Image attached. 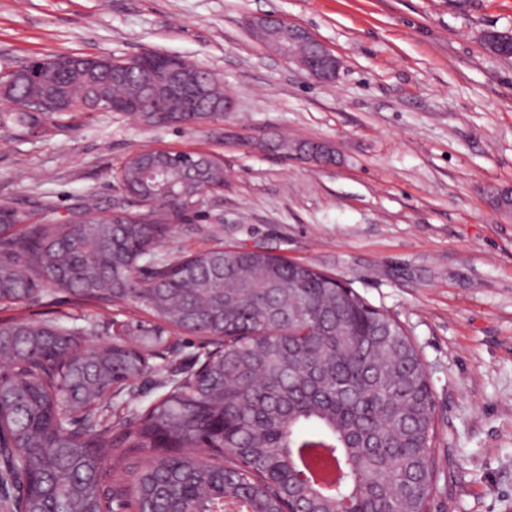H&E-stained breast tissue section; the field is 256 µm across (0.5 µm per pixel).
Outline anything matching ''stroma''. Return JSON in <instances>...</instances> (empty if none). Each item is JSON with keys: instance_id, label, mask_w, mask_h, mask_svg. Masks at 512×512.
Masks as SVG:
<instances>
[{"instance_id": "1", "label": "stroma", "mask_w": 512, "mask_h": 512, "mask_svg": "<svg viewBox=\"0 0 512 512\" xmlns=\"http://www.w3.org/2000/svg\"><path fill=\"white\" fill-rule=\"evenodd\" d=\"M309 30L342 65L319 83L251 38L244 17ZM512 0H0V72L63 54H174L234 101L223 122L149 127L121 112L0 121V205L122 202L118 171L149 148L224 159L222 192L162 254L260 247L352 283L414 340L436 403L442 495L430 512H512ZM287 142V154L274 151ZM302 142L334 149L322 166ZM100 320L56 293L0 319ZM483 43L485 48L493 55L511 59L512 58V33L501 32L489 35L483 34Z\"/></svg>"}]
</instances>
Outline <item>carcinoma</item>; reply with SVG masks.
<instances>
[{
    "mask_svg": "<svg viewBox=\"0 0 512 512\" xmlns=\"http://www.w3.org/2000/svg\"><path fill=\"white\" fill-rule=\"evenodd\" d=\"M83 69L51 67L13 82L15 111L46 91L66 110L92 97L127 112L145 92L115 82L81 54ZM207 99L174 111L162 95L149 126L210 121L208 101L224 99L205 78ZM144 179L146 162L119 171L136 209L20 224L0 206V302L64 292L101 308L133 304L143 318L110 322L116 339L87 344L99 324L0 323V512H427L441 492L432 385L412 339L387 312L311 266L271 252L217 243L185 256L155 249L197 210L196 183L224 189V162L197 152L198 172L176 162ZM172 192L175 203H157ZM224 337L200 373L173 378L132 414L112 398L157 366L171 334ZM145 336L146 346H124ZM227 452L208 463L191 449ZM125 448H187L137 470Z\"/></svg>",
    "mask_w": 512,
    "mask_h": 512,
    "instance_id": "obj_1",
    "label": "carcinoma"
}]
</instances>
